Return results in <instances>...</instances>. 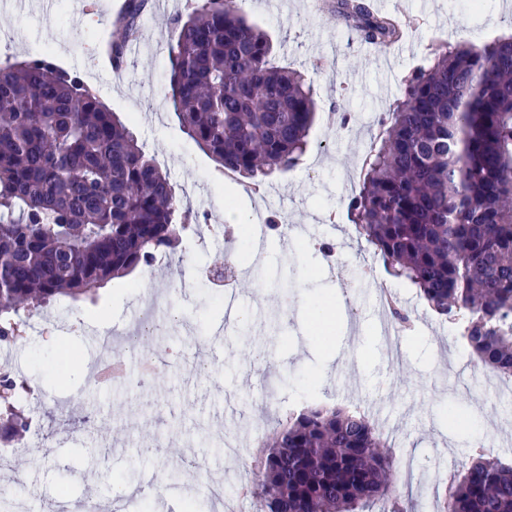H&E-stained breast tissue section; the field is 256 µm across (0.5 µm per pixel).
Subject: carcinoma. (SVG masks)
<instances>
[{"instance_id":"cac0c4a2","label":"carcinoma","mask_w":512,"mask_h":512,"mask_svg":"<svg viewBox=\"0 0 512 512\" xmlns=\"http://www.w3.org/2000/svg\"><path fill=\"white\" fill-rule=\"evenodd\" d=\"M144 0H127L132 30ZM336 19L375 44L401 36L365 0H336ZM170 102L216 164L257 185L294 168L316 116L301 72L271 62L270 34L239 0H203L173 26ZM362 163L349 199L354 232L438 315L467 318L472 354L512 376V34L433 52ZM198 216L167 173L77 73L43 52L0 66V345L22 314L98 289L173 254ZM0 445L27 431V380L0 372ZM252 471L261 512H413L396 458L358 411L307 405L266 442ZM440 512H512V465L479 453Z\"/></svg>"}]
</instances>
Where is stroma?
<instances>
[{
  "mask_svg": "<svg viewBox=\"0 0 512 512\" xmlns=\"http://www.w3.org/2000/svg\"><path fill=\"white\" fill-rule=\"evenodd\" d=\"M106 2L97 0L80 22L74 0L0 8V61L46 48L61 67L80 72L167 172L183 204L211 213L225 232L186 238L173 258L113 279L97 303L68 301L32 317L23 339L0 353L37 394L26 448L8 464L7 488L25 499L26 512H45L64 495L109 499L118 486L129 489L133 512H161L175 485L183 489L178 512H217L214 500L191 491V479L175 483L171 473L195 457L214 486L243 487L276 422L313 402L355 406L369 417L401 465L415 466L414 483L397 488L420 512H437L473 440L491 439L492 455L512 463L505 441L512 408L493 388L475 386L484 371L460 345L458 324L439 319L416 288L390 276L347 218L361 160L403 76L426 65L439 44L486 42L512 30L502 0H384L380 13L405 32L387 46L362 44L330 11L333 0H281L277 8L243 0L248 18L272 35L275 64L302 71L317 102L299 164L252 190L217 171L168 102L173 23L198 0H169L164 13L146 6L125 67L112 76L96 65L100 41L123 35ZM343 111L352 116L344 130ZM260 208L283 217V237L252 227ZM324 241L338 245L343 274L325 270ZM233 254L242 266L237 281L214 287L210 271ZM379 294L409 315V329L381 335L389 313L376 310ZM321 302L335 308L326 329L307 317ZM150 308L167 316L146 349L158 370L138 385H93L100 338L120 344ZM173 311L191 313V328L170 319ZM63 349L78 352L75 368H54ZM231 432L249 448L238 462L221 450Z\"/></svg>",
  "mask_w": 512,
  "mask_h": 512,
  "instance_id": "35a3bbf8",
  "label": "stroma"
}]
</instances>
